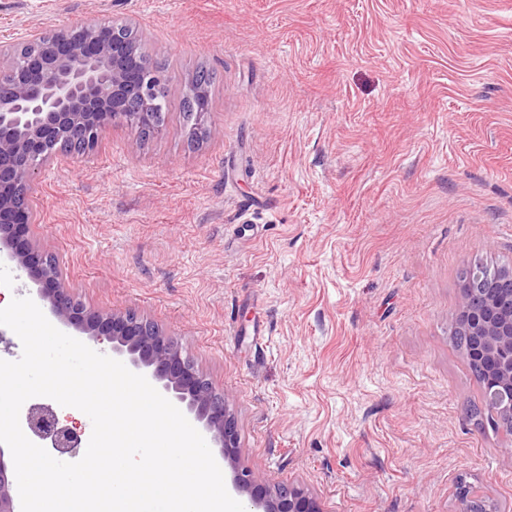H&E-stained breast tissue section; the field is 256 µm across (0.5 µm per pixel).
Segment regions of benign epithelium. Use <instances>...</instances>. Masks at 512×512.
Returning a JSON list of instances; mask_svg holds the SVG:
<instances>
[{"mask_svg":"<svg viewBox=\"0 0 512 512\" xmlns=\"http://www.w3.org/2000/svg\"><path fill=\"white\" fill-rule=\"evenodd\" d=\"M134 54L124 27L113 28L112 36L103 39L96 23L33 33L0 48V80L9 77L7 91L0 92V250L9 249V258L36 286L37 300L57 322L97 343H110L131 371L147 375L185 406L220 448L248 512H324L303 486L261 485L241 465L237 421L224 396L183 355L173 336L136 312L86 307L49 266V257L26 237L34 217L25 192L34 187L41 167L54 161V145L82 142L90 151L116 122L148 136L162 130V74L133 68ZM489 279L483 265L467 268L455 331L466 342L464 358L483 360L484 405L498 430L512 437V270L500 277L498 288L486 287ZM27 424L37 436L51 438L58 449L77 447L76 429L59 425L49 407L31 408ZM16 496L0 448V512H17ZM461 500V512H499L468 490L461 491Z\"/></svg>","mask_w":512,"mask_h":512,"instance_id":"benign-epithelium-1","label":"benign epithelium"}]
</instances>
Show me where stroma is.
Returning <instances> with one entry per match:
<instances>
[{"label":"stroma","instance_id":"stroma-1","mask_svg":"<svg viewBox=\"0 0 512 512\" xmlns=\"http://www.w3.org/2000/svg\"><path fill=\"white\" fill-rule=\"evenodd\" d=\"M117 19L168 65V122L43 167L31 241L89 308L178 340L259 482L324 512H461L462 485L512 512V443L469 416L452 335L463 271L512 267V0H0V42ZM210 74L200 69L197 72L195 80L190 85L188 92L185 93L183 99L181 101V110L183 113V119L186 120L187 125L193 120L195 121L189 126V131L191 135H196V131L198 130V115L197 112H203L205 108L208 110V95L209 92L208 87L210 84ZM204 93V95L201 94Z\"/></svg>","mask_w":512,"mask_h":512}]
</instances>
